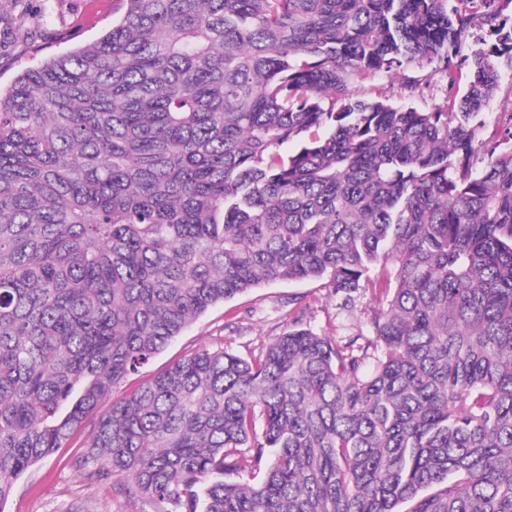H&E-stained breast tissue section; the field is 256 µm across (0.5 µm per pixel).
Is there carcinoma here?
Instances as JSON below:
<instances>
[{"label":"carcinoma","instance_id":"carcinoma-1","mask_svg":"<svg viewBox=\"0 0 512 512\" xmlns=\"http://www.w3.org/2000/svg\"><path fill=\"white\" fill-rule=\"evenodd\" d=\"M113 2L0 92V506L89 423L76 470L157 512H512V0ZM414 61L445 104L352 87ZM303 280L386 294L371 335L299 308L114 396ZM333 289L321 281L282 282L253 288L219 304L200 316L182 335L176 337L138 375L124 386L130 389L152 373L200 348L224 350L246 356L250 350L269 343L288 331V302L307 305L306 325L318 334L349 336L358 332L370 335L369 321L377 303L371 292L355 296L344 308ZM234 319L227 322L226 313Z\"/></svg>","mask_w":512,"mask_h":512}]
</instances>
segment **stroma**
Listing matches in <instances>:
<instances>
[{"label": "stroma", "instance_id": "obj_1", "mask_svg": "<svg viewBox=\"0 0 512 512\" xmlns=\"http://www.w3.org/2000/svg\"><path fill=\"white\" fill-rule=\"evenodd\" d=\"M112 0H0V88H8L26 68L97 39L115 20ZM406 73L427 82L423 96L405 98L398 79L359 78L355 86L366 96L382 95L419 109L443 103L448 78L426 62L410 64ZM307 306L306 324L319 334L349 336L368 332L376 301L357 294L345 307L333 289L318 281L282 282L251 289L200 316L182 335L161 350L130 385L200 348L217 347L247 355L288 330L290 304ZM85 435L29 469L15 484L0 512H68L79 503L89 512H154L141 500L112 495L107 488L88 487L71 464L83 450Z\"/></svg>", "mask_w": 512, "mask_h": 512}]
</instances>
